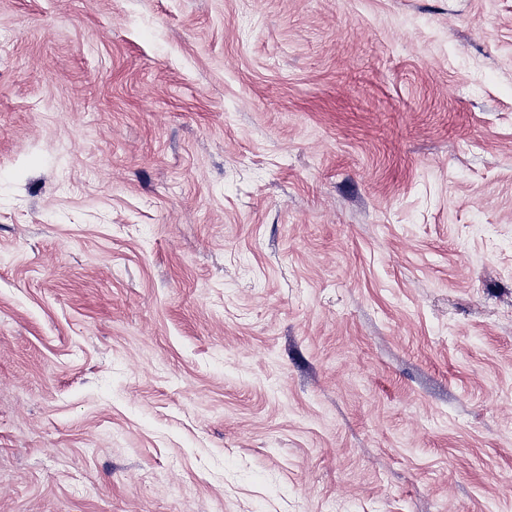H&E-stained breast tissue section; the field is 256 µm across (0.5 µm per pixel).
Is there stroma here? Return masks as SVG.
<instances>
[{"label": "stroma", "instance_id": "stroma-1", "mask_svg": "<svg viewBox=\"0 0 512 512\" xmlns=\"http://www.w3.org/2000/svg\"><path fill=\"white\" fill-rule=\"evenodd\" d=\"M0 512H512V0H0Z\"/></svg>", "mask_w": 512, "mask_h": 512}]
</instances>
